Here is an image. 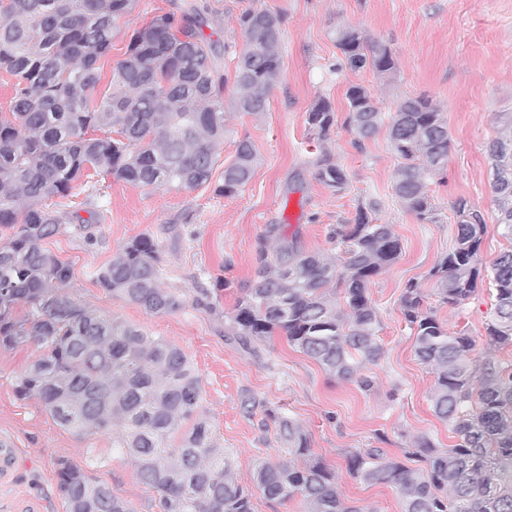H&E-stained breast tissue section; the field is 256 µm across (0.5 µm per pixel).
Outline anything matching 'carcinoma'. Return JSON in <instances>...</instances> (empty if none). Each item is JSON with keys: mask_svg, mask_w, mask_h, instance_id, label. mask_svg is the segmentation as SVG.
<instances>
[{"mask_svg": "<svg viewBox=\"0 0 512 512\" xmlns=\"http://www.w3.org/2000/svg\"><path fill=\"white\" fill-rule=\"evenodd\" d=\"M135 0H0V73L11 77L7 108L0 107V345L33 341L43 349L20 376L15 393L38 397L54 422L78 436L111 433L113 450L133 459L140 480L156 489L160 512H253L252 493L240 485L232 460L201 412L203 384L188 356L162 337L74 300L63 292L69 263L43 247L73 219L62 200L74 184L101 173L142 187L213 188L234 197L257 167L251 142L238 141L233 159L217 171L216 146L224 141V112L257 115L282 78L283 17L249 6L237 21L243 49L235 64L234 91L224 101L228 45L205 35L209 9L196 3L154 16L133 30L124 58L99 93L101 61L112 50L116 19ZM336 46L348 66L372 68L382 77L397 70L385 45L355 27L336 30ZM345 124L359 138L388 125L401 159L393 192L421 223L435 206L425 176L439 175L448 158V119L425 96L407 97L385 114L363 86L347 91ZM498 136L489 145L497 224L512 241V112H498ZM336 122L325 99L307 112L309 133L327 138ZM316 179L341 192L345 170L326 153ZM454 246L430 271L442 302L459 305L488 282L493 315L485 327L486 354L471 357L470 336L452 335L410 282L401 310L414 334V353L435 380V416L452 426L458 443L443 451L421 436L406 454L426 464L418 472L379 448L354 452L349 472L371 484L396 488L402 512H512V365L495 353L512 348V246L484 267L486 224L464 202L455 207ZM272 224L255 247L253 280L241 288L232 321L247 341L282 336L289 346L338 379L364 387L360 374L382 356L377 315L368 288L392 266L401 243L390 224H377L364 209L355 222L338 224L330 239L344 260L304 252ZM282 239L271 253L268 240ZM161 254L143 234L126 242L95 282L115 298L150 314H168L182 300L161 283ZM24 315H15L17 306ZM251 413L264 408L296 460L258 466L255 485L269 499L300 495L308 512H365L348 505L336 475L315 458L305 431L264 407L242 401ZM58 490L67 512H135L103 480L77 465L57 463Z\"/></svg>", "mask_w": 512, "mask_h": 512, "instance_id": "carcinoma-1", "label": "carcinoma"}]
</instances>
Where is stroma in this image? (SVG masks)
<instances>
[{"label": "stroma", "instance_id": "obj_1", "mask_svg": "<svg viewBox=\"0 0 512 512\" xmlns=\"http://www.w3.org/2000/svg\"><path fill=\"white\" fill-rule=\"evenodd\" d=\"M254 7L281 13L282 74L267 109L257 116L226 111V133L217 153L230 161L235 145L249 139L258 164L251 182L237 196L212 190H168L99 181L100 216L86 241L77 223L61 225L45 240L52 253L74 272L68 292L81 303L161 336L180 347L202 378L203 410L219 442L230 453L237 482L252 491L254 512H304L301 496L267 499L254 488L259 464L290 458L288 443L262 412L247 414L241 402L252 395L298 424L311 450L336 473L347 503L369 512H402L394 487L353 477L350 453L380 448L405 457L418 436L437 448L458 441L451 425L435 417L430 405L434 375L414 354V338L401 314L408 282L423 288L449 333L471 336L474 356L485 352V325L492 306L479 292L458 306L442 304L429 271L452 248L457 219L453 206L466 201L486 224L482 259L491 262L512 243L496 222L492 169L486 147L497 135L496 113L512 112V0H252ZM169 0H136L131 13L117 18L112 50L104 59L103 80L126 51L133 29L168 10ZM360 28L372 42L386 45L397 60L392 79L371 68L350 69L336 46L338 27ZM368 88L383 112L401 100L425 95L448 119L450 147L441 176L429 179L436 221L419 223L393 193L399 164L387 130L358 139L344 119L350 85ZM327 98L336 123L323 142L310 140L306 112ZM328 153L347 173L349 185L336 192L315 177L314 162ZM374 208L382 224L392 225L402 251L374 278L369 295L377 312L376 334L384 354L363 368L373 384L337 379L315 361L276 336L246 347L234 334L235 300L254 277L255 245L269 225L305 251L334 252L333 225L354 221L359 209ZM150 235L163 257L162 281L179 295L176 312L152 315L112 297L96 284L94 272L109 263L128 240ZM228 283L219 310L197 305L199 287L214 278ZM31 342L0 346V446L12 463L0 473V512H66L57 488V462L70 460L95 479L106 480L115 495L136 512H158V493L141 483L134 462L112 450V437H83L59 427L36 397L15 393L20 375L41 355Z\"/></svg>", "mask_w": 512, "mask_h": 512}]
</instances>
